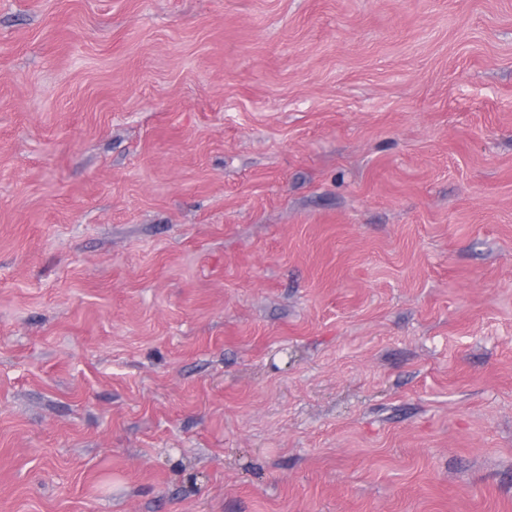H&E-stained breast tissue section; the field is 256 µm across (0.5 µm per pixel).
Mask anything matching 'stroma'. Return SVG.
Returning <instances> with one entry per match:
<instances>
[{
	"instance_id": "1",
	"label": "stroma",
	"mask_w": 512,
	"mask_h": 512,
	"mask_svg": "<svg viewBox=\"0 0 512 512\" xmlns=\"http://www.w3.org/2000/svg\"><path fill=\"white\" fill-rule=\"evenodd\" d=\"M0 512H512V0H0Z\"/></svg>"
}]
</instances>
